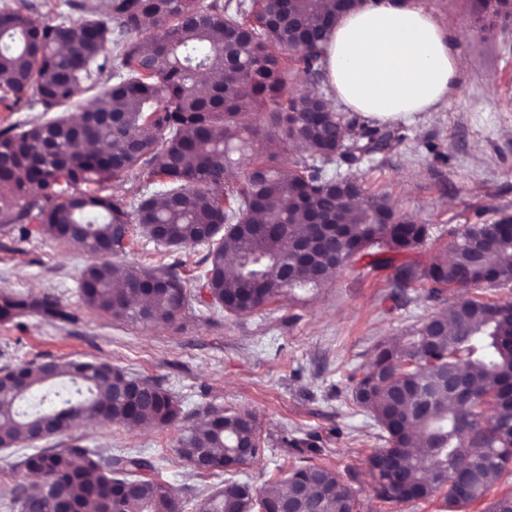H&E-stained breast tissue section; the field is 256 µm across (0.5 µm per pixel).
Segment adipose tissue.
I'll return each instance as SVG.
<instances>
[{
    "instance_id": "obj_1",
    "label": "adipose tissue",
    "mask_w": 512,
    "mask_h": 512,
    "mask_svg": "<svg viewBox=\"0 0 512 512\" xmlns=\"http://www.w3.org/2000/svg\"><path fill=\"white\" fill-rule=\"evenodd\" d=\"M326 58L337 99L380 123L429 111L458 83L454 42L424 0H369L338 17Z\"/></svg>"
}]
</instances>
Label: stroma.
<instances>
[{
    "instance_id": "1",
    "label": "stroma",
    "mask_w": 512,
    "mask_h": 512,
    "mask_svg": "<svg viewBox=\"0 0 512 512\" xmlns=\"http://www.w3.org/2000/svg\"><path fill=\"white\" fill-rule=\"evenodd\" d=\"M428 6L455 39L458 88L431 111L393 121L397 139L354 170L367 192L387 195L400 214L431 226V238L404 254L407 262L438 254L449 229L512 216V20L482 27L469 0H428ZM31 230L24 238L16 225L0 223V291L55 295L70 318L0 321V368L44 357L105 362L160 384L182 406L181 421L166 428L83 422L44 440V447L138 452L155 464L152 478L172 489L185 512H198L223 487L225 474L193 472L177 454L179 440L210 410H248L257 417L262 454L236 477L253 489L275 467L324 464L350 482L359 512H444L437 496L376 498L366 459L383 442L370 417L353 406L349 377L378 344L446 312L457 293L444 304L418 285L394 297L393 270L359 257L324 287L295 290L233 317L204 305L195 276L206 266L207 249L198 245L168 255L181 262L189 293L181 319L144 325L114 320L81 300L80 272L97 255L39 225ZM29 452L25 443L0 448V512H15L10 490L31 479L22 464Z\"/></svg>"
}]
</instances>
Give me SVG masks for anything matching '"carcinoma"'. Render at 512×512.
Wrapping results in <instances>:
<instances>
[{"label":"carcinoma","mask_w":512,"mask_h":512,"mask_svg":"<svg viewBox=\"0 0 512 512\" xmlns=\"http://www.w3.org/2000/svg\"><path fill=\"white\" fill-rule=\"evenodd\" d=\"M111 0L108 18H95L93 0H65L87 20L73 25L61 12L34 26L22 7L0 4V106L36 110L46 118L0 128V222H36L58 241L103 257L81 273L80 294L92 310L116 320L173 324L187 296L176 262L151 269L121 267L107 257L122 250L137 225L156 246L206 244L203 287L227 315H247L285 291L321 288L336 269L359 256L374 268H395L393 287L419 283L430 298L451 288L512 283V218L488 235L483 225L449 231L453 255L395 264L430 235L394 211L385 195L369 194L359 178L330 165L352 166L390 147L393 131L360 112H326L324 97L288 95V63L313 83L326 80L325 42L336 16L367 0ZM484 19L512 17V0H471ZM149 42L124 35L147 21ZM201 72H220L206 95ZM33 96H28V92ZM93 93L82 123L63 111L81 93ZM98 112L118 121L105 125ZM102 151H89V143ZM302 145L309 155L289 162L283 153ZM136 172L152 187L133 202L102 194L104 184ZM226 225L224 234L214 232ZM232 251L231 261L225 260ZM146 303L132 305V298ZM31 314L64 320L53 295L0 292V321ZM460 376L469 395L448 389ZM350 399L379 427L384 447L368 456L376 498L429 499L442 493L447 512L484 498L512 475V302L476 297L447 314L423 320L405 336L379 345L352 378ZM61 384L44 409L25 404L45 385ZM491 401L495 413L483 406ZM111 423L159 427L182 410L165 389L132 378L119 367L54 358L0 369V447L34 442L42 422L56 433L94 414ZM258 455V423L249 411L213 410L190 428L178 452L194 470H235L242 443ZM25 468L40 477L11 490L19 512H182L166 485L145 474L149 460L119 453L101 457L79 445L35 448ZM302 480L298 512H356L352 488L318 464L271 478L254 494L229 478L224 492L201 512L274 509Z\"/></svg>","instance_id":"1"}]
</instances>
